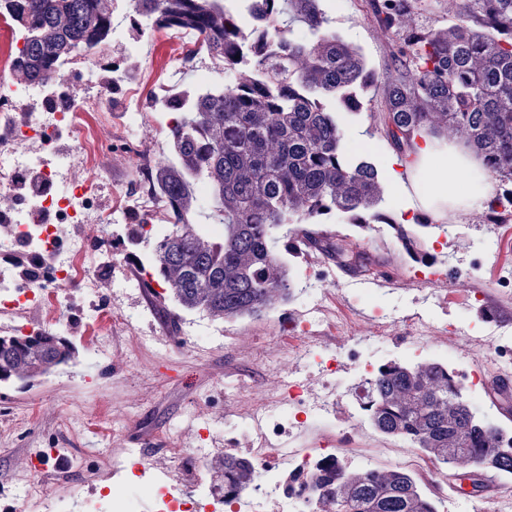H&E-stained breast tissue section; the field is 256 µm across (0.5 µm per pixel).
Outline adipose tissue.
<instances>
[{
    "label": "adipose tissue",
    "mask_w": 512,
    "mask_h": 512,
    "mask_svg": "<svg viewBox=\"0 0 512 512\" xmlns=\"http://www.w3.org/2000/svg\"><path fill=\"white\" fill-rule=\"evenodd\" d=\"M496 181L482 160L461 144L442 145L430 136L416 139L404 167L391 174L399 223H414L418 210L436 218L472 209L489 200Z\"/></svg>",
    "instance_id": "obj_1"
}]
</instances>
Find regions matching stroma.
<instances>
[{"instance_id": "obj_1", "label": "stroma", "mask_w": 512, "mask_h": 512, "mask_svg": "<svg viewBox=\"0 0 512 512\" xmlns=\"http://www.w3.org/2000/svg\"><path fill=\"white\" fill-rule=\"evenodd\" d=\"M323 8L331 29L353 42L377 75H385L391 40L363 0H323ZM380 109L379 91L365 92L360 110L348 116L346 133L371 134L376 142L371 154L386 175L393 166V149L379 125ZM326 230L344 233L345 255L366 252L375 257L368 276L378 285L368 292L358 288V271L330 268L313 249L287 258L288 273L311 269L315 297L335 310L337 322L352 327L351 336L339 337L331 326L320 325L325 341L315 345L288 329L306 307L297 294L277 299L262 314L222 319L201 310L180 312L171 300L156 302L146 289L126 287L134 273L130 266L115 261L101 267L100 276L121 286L108 297V304L146 335L148 347L124 357L97 351L86 340L95 313L77 307L66 321L74 348L70 361L30 383H0V425L29 410L38 412L10 446H0V512H58L55 493L61 484L74 493L70 512H97L104 486L121 492L142 479L172 486L174 462L168 447L176 442L187 455L201 457L204 481L215 493H223L224 429L237 420L236 398L243 390L269 395V348L279 350L283 374L304 383L312 394L333 385L322 360L339 351L357 349L376 357L395 353L412 367L428 363V339L418 340L412 348L399 341L417 328L445 322L462 340H485L483 350L467 357L465 366L485 376L491 373L499 359L492 336L512 334V323L501 324L496 317L500 311L512 313V289L500 287L498 280L502 267L512 268V223H491L486 207L480 206L449 214L440 230L415 227L417 251L431 256L440 269L458 270V278L449 284L421 277L420 263L405 252L388 225L351 231L338 218ZM170 333L176 343L167 341ZM351 399V391L339 390L327 413L309 419L301 440L309 444L324 432L347 434L351 448L343 457L348 465L365 460L391 470L406 465L414 453L411 444L403 443L397 457L385 459L386 438L366 414L346 417ZM92 409L99 416L91 423L86 414ZM146 438L160 445L149 461L123 465L107 481L99 480L114 444L136 450ZM38 448L57 449L64 466L49 476L33 475V482L42 487L35 500L12 476L26 466L29 451Z\"/></svg>"}]
</instances>
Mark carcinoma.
<instances>
[{"mask_svg":"<svg viewBox=\"0 0 512 512\" xmlns=\"http://www.w3.org/2000/svg\"><path fill=\"white\" fill-rule=\"evenodd\" d=\"M25 34L20 71L34 82L58 72L74 54L107 43L112 0H6ZM225 0H130L138 35L155 26L189 28L201 48L235 83L193 86L171 99L180 117L169 130L170 162L154 175L172 223L155 239L141 226L132 245L145 249L176 307L215 317L259 315L292 285L283 255L311 245L298 224H320L337 211L364 229L382 220L381 171L371 153H355L340 114L359 108L357 95L383 88L380 125L399 153L444 121L501 182L512 184V0H458L448 28L412 27L408 18L432 0H366L391 34L393 73L368 69L360 51L329 30L322 0H257L262 27L224 6ZM304 35H294V25ZM280 57L281 65L270 64ZM201 210L194 213L192 202ZM488 219L512 221V188L487 203ZM288 224L295 228L276 236ZM41 343L48 368L73 355L63 336L43 331L0 336V382L23 380L34 367L28 343ZM457 410L448 415V399ZM374 428L433 454L442 465L467 455L512 475V446L502 430L480 419L440 364L380 367L365 407ZM251 472L224 457V492ZM302 486L322 494L332 512H436L435 503L403 473H363L350 489L339 467L321 462L300 472Z\"/></svg>","mask_w":512,"mask_h":512,"instance_id":"1","label":"carcinoma"}]
</instances>
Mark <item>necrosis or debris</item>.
Returning <instances> with one entry per match:
<instances>
[{"label": "necrosis or debris", "mask_w": 512, "mask_h": 512, "mask_svg": "<svg viewBox=\"0 0 512 512\" xmlns=\"http://www.w3.org/2000/svg\"><path fill=\"white\" fill-rule=\"evenodd\" d=\"M126 24L113 26L112 41L121 57L92 55L82 62L85 94L74 91L68 74L40 83L18 78L25 36L5 6H0V195L10 198L0 210V256L18 249L43 259L47 275L18 287L9 267H0V335L15 336L39 312L46 328H60L62 313L78 298L94 303L99 333L111 335L117 318L100 301L110 286L97 269L105 256L128 260L112 227L130 215L144 217L145 231L162 233L170 222L166 202L153 188V174L167 156L160 150L164 124L146 112L143 101H168L173 74L188 68L198 83L212 71L191 30L155 28L149 39L132 41ZM123 91L127 107L113 117L109 100ZM114 165L129 167L128 182L112 188L101 204L102 176ZM43 182L32 193L31 181ZM311 405L300 385H289L277 402L241 399L238 421L230 427L229 446L246 443L255 477L245 491L217 500L216 512H314L318 495L287 486L283 472H296L318 460L339 457L335 440L301 445L296 432L307 422Z\"/></svg>", "instance_id": "1"}]
</instances>
